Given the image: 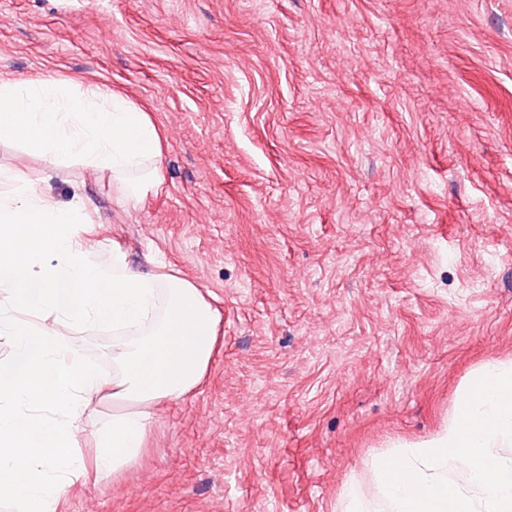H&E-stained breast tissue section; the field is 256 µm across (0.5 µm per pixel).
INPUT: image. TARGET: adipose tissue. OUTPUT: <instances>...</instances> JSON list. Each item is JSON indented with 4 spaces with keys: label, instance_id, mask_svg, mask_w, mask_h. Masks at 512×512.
I'll return each mask as SVG.
<instances>
[{
    "label": "adipose tissue",
    "instance_id": "1",
    "mask_svg": "<svg viewBox=\"0 0 512 512\" xmlns=\"http://www.w3.org/2000/svg\"><path fill=\"white\" fill-rule=\"evenodd\" d=\"M50 164L110 176L120 201L159 192L163 134L151 113L99 84L52 76L0 79V141ZM219 311L175 270L133 269L95 237L83 195L59 203L17 170L0 169V502L58 512L65 488L120 473L144 451L155 412L202 381ZM111 329L112 373L85 362L76 329ZM112 416L88 429L93 401ZM96 454L86 461L82 438Z\"/></svg>",
    "mask_w": 512,
    "mask_h": 512
}]
</instances>
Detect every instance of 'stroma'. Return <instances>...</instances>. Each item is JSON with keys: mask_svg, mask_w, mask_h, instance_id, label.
Wrapping results in <instances>:
<instances>
[{"mask_svg": "<svg viewBox=\"0 0 512 512\" xmlns=\"http://www.w3.org/2000/svg\"><path fill=\"white\" fill-rule=\"evenodd\" d=\"M39 76L151 112L163 186L125 206L9 141L0 168L223 317L139 462L59 512H380L377 455L512 362V0H0V78Z\"/></svg>", "mask_w": 512, "mask_h": 512, "instance_id": "1", "label": "stroma"}]
</instances>
